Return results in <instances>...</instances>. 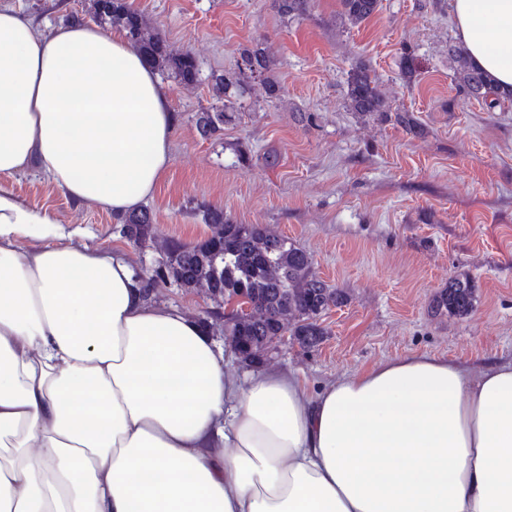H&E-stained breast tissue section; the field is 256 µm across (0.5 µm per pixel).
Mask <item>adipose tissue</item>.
Masks as SVG:
<instances>
[{"label":"adipose tissue","mask_w":512,"mask_h":512,"mask_svg":"<svg viewBox=\"0 0 512 512\" xmlns=\"http://www.w3.org/2000/svg\"><path fill=\"white\" fill-rule=\"evenodd\" d=\"M450 7L473 64L512 89V0ZM173 130L123 33L41 32L0 0V512H512V363L410 354L315 391L238 376L126 257L6 186L34 168L122 218L155 193Z\"/></svg>","instance_id":"obj_1"}]
</instances>
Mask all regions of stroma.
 I'll return each instance as SVG.
<instances>
[{
	"label": "stroma",
	"mask_w": 512,
	"mask_h": 512,
	"mask_svg": "<svg viewBox=\"0 0 512 512\" xmlns=\"http://www.w3.org/2000/svg\"><path fill=\"white\" fill-rule=\"evenodd\" d=\"M39 28L90 20V0H9ZM170 50H191L197 83L160 80L175 116L171 163L144 204L152 242L137 247L110 212L71 202L48 178L26 170L7 186L63 224L83 226L80 244L121 248L151 273L172 239L193 243L210 229L195 208L222 207L237 224H265L314 260L317 274L345 291L322 318L315 350L277 342L272 367L311 388L413 352L445 356L473 370L512 361V103L487 108L456 87L448 43L449 0H381L361 25H342L339 0H309L284 18L277 0H132ZM267 46L268 100L252 83L235 121L204 139L195 114L215 103L214 71L234 68L241 49ZM411 53L418 78L400 70ZM366 65L391 109L422 127L364 120L344 103L347 73ZM464 275L480 299L465 318L436 317L431 298Z\"/></svg>",
	"instance_id": "1"
}]
</instances>
